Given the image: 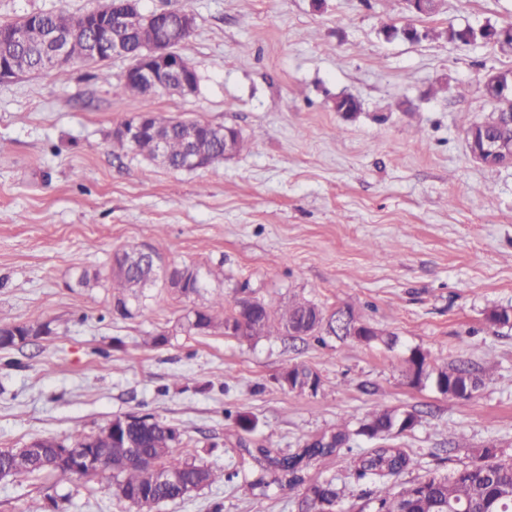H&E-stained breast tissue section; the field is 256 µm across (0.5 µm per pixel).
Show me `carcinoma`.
I'll list each match as a JSON object with an SVG mask.
<instances>
[{
  "label": "carcinoma",
  "mask_w": 512,
  "mask_h": 512,
  "mask_svg": "<svg viewBox=\"0 0 512 512\" xmlns=\"http://www.w3.org/2000/svg\"><path fill=\"white\" fill-rule=\"evenodd\" d=\"M77 22L78 17L59 10L30 14L17 22L1 23L0 32L21 31L24 41L13 44L4 40L0 60L9 63L16 75L39 73L43 71L41 50L45 35L52 31L68 32ZM393 31L396 36L409 41L432 37L453 44H493L501 49H512V39L497 40L501 29L492 25L486 26L480 35L469 27L456 28L452 25L424 32L411 24L401 28L394 25L383 27L387 36ZM67 54L71 61H107V58H97L89 52L88 41L83 36L68 44ZM186 123L199 135L201 146L209 154V164L224 159V137L211 124L201 121L188 123L153 113L150 114L151 126L166 134L163 151H158L157 143L150 135L138 138L131 148L178 171L185 156V142L178 127ZM474 128L479 135L485 133L512 141V121H508L503 112H492ZM158 257L160 254L156 251L146 254L138 247L114 254L109 282L114 290L113 301L117 310L124 314L129 312L130 302L138 300V289L158 281ZM487 318L496 327L512 329V306L493 308ZM215 325L216 316L210 309H197L187 316L188 329L196 333ZM223 326L246 339H278L288 335L290 330L306 337L324 331L342 338L337 331L335 316H326L318 304L304 298H294L286 305L251 298L238 300L233 311L224 315ZM31 329L30 325L1 321L0 348L24 343ZM409 363L413 384L418 385L430 378L438 392L450 401L469 399L484 385L482 376L461 363H450L433 370L427 355L419 349L412 352ZM280 384L285 387L302 384L315 395L320 390L321 378L308 366L294 364L281 375ZM418 422L419 416L414 412H397L379 406L360 421L356 430H350L348 423L340 421L320 438L291 454L274 455L262 445L251 447L243 443L240 458L251 477L248 488L251 491L257 489L266 496L274 487L290 491L301 487L304 489L301 512H336L341 493L336 479L312 480L306 476V471L312 463L332 456L343 445L348 447V451H353L348 443L355 434L380 441L377 447L353 457L351 476L379 488L376 496L365 505L368 512H512V458L486 445L474 449L473 460L450 474L428 473L412 481H399L401 475L414 465V458L410 452L390 442V433L395 428L401 432L412 429ZM127 435L136 439L140 448H130L124 438L104 445L101 471L112 472L118 497L131 505L140 508L143 503L150 502L156 506L221 480L230 484L239 477L236 469L221 475L194 458L175 455L173 448L179 443L180 434L163 422L131 423ZM86 441L83 434L74 435L68 443L53 436L40 438L41 447L48 452L66 445L81 448ZM56 474L58 470L48 455L30 460L25 471L27 477Z\"/></svg>",
  "instance_id": "1"
}]
</instances>
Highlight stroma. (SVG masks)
<instances>
[{
    "label": "stroma",
    "instance_id": "obj_1",
    "mask_svg": "<svg viewBox=\"0 0 512 512\" xmlns=\"http://www.w3.org/2000/svg\"><path fill=\"white\" fill-rule=\"evenodd\" d=\"M106 2L0 0V23ZM138 6L194 17L178 51L199 73L195 92L115 94L124 59L0 82V318L52 328L0 349V448L93 436L115 417L147 414L219 471L239 458L236 414L254 419L251 441L286 454L340 419L352 448L372 447L358 423L386 406L419 416L394 436L416 460L408 479L462 467L490 442L512 455V330L486 318L512 306V166H483L466 141L495 109L484 76L512 73V51L381 31L510 26L512 0H443L430 18L408 0ZM342 95L360 111H335ZM142 112L232 127L247 146L212 167L173 171L116 141ZM133 246L193 269L200 288L143 289L123 316L111 289L79 286L82 272H107ZM217 294L228 309L243 296L349 309L397 341L189 332L186 316ZM157 335L164 344H151ZM415 349L437 367L465 363L485 387L451 403L433 381L412 384ZM296 363L319 373L317 395L281 386ZM458 435L465 447L448 450ZM351 463L343 450L309 471L342 478V512H359L373 492L346 479ZM301 498L217 483L153 512H298ZM0 512L136 510L103 473L0 480Z\"/></svg>",
    "mask_w": 512,
    "mask_h": 512
}]
</instances>
